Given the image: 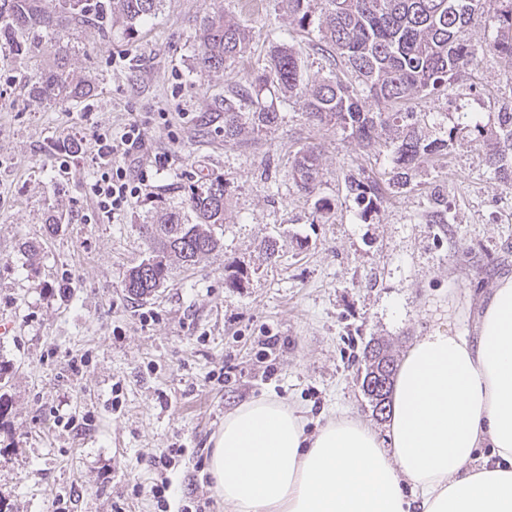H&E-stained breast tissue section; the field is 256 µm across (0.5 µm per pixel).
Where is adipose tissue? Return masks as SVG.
Wrapping results in <instances>:
<instances>
[{"mask_svg":"<svg viewBox=\"0 0 512 512\" xmlns=\"http://www.w3.org/2000/svg\"><path fill=\"white\" fill-rule=\"evenodd\" d=\"M483 305L477 338L439 327L408 349L386 439L344 413L309 431L265 398L227 413L208 462L226 512H512V275Z\"/></svg>","mask_w":512,"mask_h":512,"instance_id":"adipose-tissue-1","label":"adipose tissue"}]
</instances>
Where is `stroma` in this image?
I'll return each mask as SVG.
<instances>
[{
	"mask_svg": "<svg viewBox=\"0 0 512 512\" xmlns=\"http://www.w3.org/2000/svg\"><path fill=\"white\" fill-rule=\"evenodd\" d=\"M248 26L250 45L223 70L195 64L205 13ZM293 45L302 83L264 91L281 118L242 147L203 136L197 118L247 84L267 63L273 35ZM303 33L281 0H164L158 15L129 29L113 17L50 37L30 35L31 56L0 53V512H163L150 489L169 481L164 512H224L207 467L212 439L240 403L269 397L299 404L310 426L344 412L384 433L357 373L368 341L404 353L446 324L474 330L480 301L512 274V183L488 172L484 150L457 139L419 169L410 186H388L392 155L362 149L307 119L308 91L336 64ZM69 48L73 76L95 86L88 99L36 103L22 86ZM453 97L426 96L414 111L424 133L447 135L459 113L490 125L512 93V65L486 57L452 83ZM168 120H160V113ZM138 120L144 130L147 195L113 218L86 185L88 159L71 157L75 135ZM322 147L316 198L288 180V157ZM223 174L224 246L194 269H175L154 297L124 290L125 271L145 256L138 218L198 170ZM383 181L358 206L347 174ZM441 194L448 221H427ZM62 213L55 233L49 214ZM276 238L266 261L261 246ZM42 246L38 264L21 250ZM246 270L224 284L228 264ZM278 339L262 352L264 337Z\"/></svg>",
	"mask_w": 512,
	"mask_h": 512,
	"instance_id": "1",
	"label": "stroma"
}]
</instances>
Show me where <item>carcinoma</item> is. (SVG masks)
Masks as SVG:
<instances>
[{"mask_svg":"<svg viewBox=\"0 0 512 512\" xmlns=\"http://www.w3.org/2000/svg\"><path fill=\"white\" fill-rule=\"evenodd\" d=\"M498 3L492 16L494 35L480 46L464 41V32L487 5ZM163 0H0V44L16 56L31 49L28 35L34 29L56 30L95 25L107 29L116 14L130 25L156 14ZM288 14L302 28L311 22L313 0H282ZM318 31L322 51L355 75L358 85L331 75L311 90L307 119L316 126L347 134L364 149L379 144L381 131L394 132L389 142L393 156L392 184L406 186L413 173L446 153L449 142L462 129H473L475 141L485 150L494 177L512 181V96L502 101L497 126L487 129L479 122L456 123L448 137L422 136L418 113L411 100L422 95L445 94L451 79L493 54L512 65V0H320ZM198 64L220 71L228 61L245 53L249 30L222 13L205 15L198 29ZM301 65L286 43L276 45L267 69L255 74L248 85L232 92L201 116V131L209 134L218 124L224 144L242 145L247 137L278 123L280 113L253 99V92L273 84L284 93L297 90ZM34 102L65 98L78 101L89 95L90 86L73 79L68 55L57 54L47 71L25 86ZM381 105L376 112L366 100ZM322 178L319 147L303 146L289 157L288 179L311 196ZM345 186L357 204L372 205L381 198L378 181L348 175ZM181 205L165 213L159 224L139 225L147 256L128 268L123 287L128 294L146 298L170 280L174 266L192 267L222 247L217 229L227 211L224 175L213 171L186 178L180 186ZM361 388L372 412L384 416L390 406L397 363L390 346L372 339L363 351Z\"/></svg>","mask_w":512,"mask_h":512,"instance_id":"carcinoma-1","label":"carcinoma"}]
</instances>
